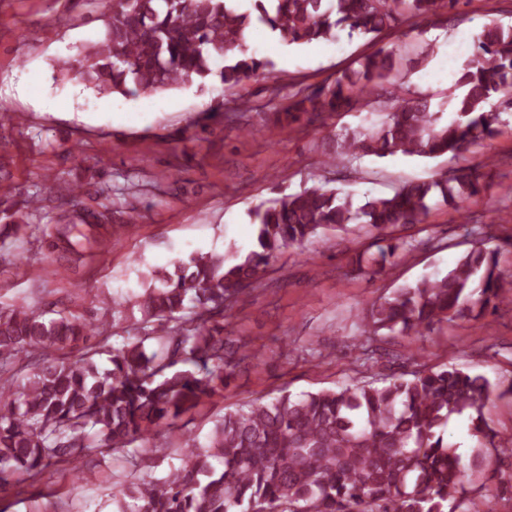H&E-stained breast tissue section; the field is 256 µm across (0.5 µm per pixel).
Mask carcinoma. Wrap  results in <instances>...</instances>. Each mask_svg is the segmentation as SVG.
<instances>
[{"label": "carcinoma", "instance_id": "carcinoma-1", "mask_svg": "<svg viewBox=\"0 0 512 512\" xmlns=\"http://www.w3.org/2000/svg\"><path fill=\"white\" fill-rule=\"evenodd\" d=\"M109 0L101 40L58 63L102 95H153L197 80L231 90L272 67L250 49L258 23L289 46L335 41L338 32L377 38L405 18L431 21L439 0ZM397 46L382 47L352 75L284 109L302 113L368 111V125L336 132L338 150L324 164L365 156L461 154L499 134L501 105H512V24L474 39L458 80L453 116L433 110L432 95L394 80ZM485 189L481 176L416 181L392 194L357 201L312 186L269 200L250 213L254 246L227 260L196 254L171 270L153 271L138 300L137 336L99 366L111 326L72 311L43 313L0 307V492L53 466L78 468L105 451L128 457L141 475L112 493V512H493L487 482L512 448L485 420L496 396L512 394L481 374L436 365L357 380L337 389L293 395L227 410L209 444L188 439L179 466L155 475L166 448L144 444L163 425L216 397L244 361L224 335V312L244 303L277 253L353 223L374 233L365 273H386L392 259L417 248L395 229L423 224L433 204L460 211ZM475 244L446 272L395 289L361 318L366 340L421 335L448 320L485 316L503 303L494 238L484 226ZM452 418L469 421L478 441L469 464L445 439Z\"/></svg>", "mask_w": 512, "mask_h": 512}]
</instances>
